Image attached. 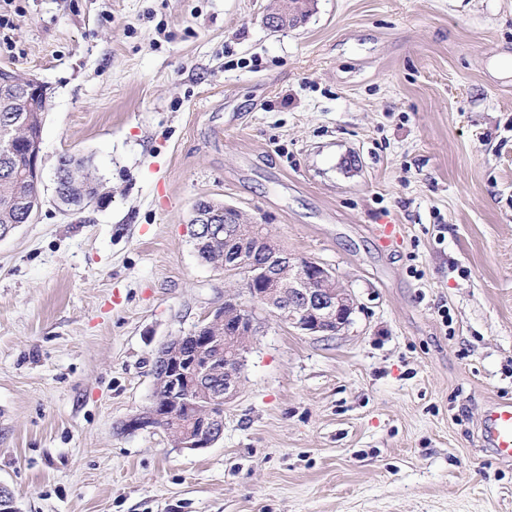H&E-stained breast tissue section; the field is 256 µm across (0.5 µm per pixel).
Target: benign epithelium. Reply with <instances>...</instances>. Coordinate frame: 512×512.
Here are the masks:
<instances>
[{"mask_svg": "<svg viewBox=\"0 0 512 512\" xmlns=\"http://www.w3.org/2000/svg\"><path fill=\"white\" fill-rule=\"evenodd\" d=\"M8 83L18 85L28 97V109L37 108L38 100L47 96L45 86L33 78H19L8 69L0 70ZM42 137L31 132L24 135L29 167L27 176L35 184L41 181ZM42 202L35 194L23 203V223L35 221ZM234 215L235 230L230 236L253 241L255 249L271 247L262 263L248 264L244 254L224 259V271L246 272L244 292L224 297L217 307L186 336H177L162 347L153 364V375L163 385L168 396L163 406L152 404L145 412L132 416L124 423L128 432L155 428L184 413L190 427L177 434L179 448L201 450L218 442L224 433V418L212 411L200 410L199 401L206 400L223 407L240 391L241 366L249 351L251 339L258 329L255 308L268 309L281 323L313 336L333 335L351 321L355 309L352 294L343 288L335 274L323 264L301 259L287 250L271 245L266 227L247 221L241 211L224 206ZM221 214L213 201L202 200L193 209L191 223L213 224ZM224 357V388L208 391L203 379L212 372L218 357Z\"/></svg>", "mask_w": 512, "mask_h": 512, "instance_id": "benign-epithelium-1", "label": "benign epithelium"}]
</instances>
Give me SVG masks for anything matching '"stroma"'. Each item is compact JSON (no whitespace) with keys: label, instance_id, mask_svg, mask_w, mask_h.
Listing matches in <instances>:
<instances>
[{"label":"stroma","instance_id":"obj_1","mask_svg":"<svg viewBox=\"0 0 512 512\" xmlns=\"http://www.w3.org/2000/svg\"><path fill=\"white\" fill-rule=\"evenodd\" d=\"M6 0L0 68L42 82V207L0 238V484L21 512H512L481 449L512 399V0ZM98 186L55 197L60 156ZM221 201L328 266L351 323L258 310L210 448L123 431L153 360L243 274ZM393 224L389 241L374 231Z\"/></svg>","mask_w":512,"mask_h":512}]
</instances>
